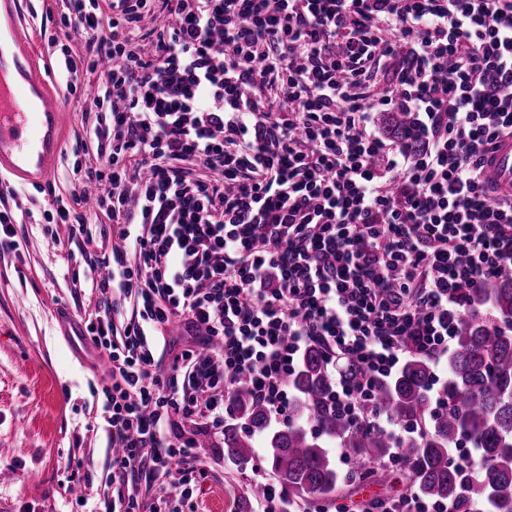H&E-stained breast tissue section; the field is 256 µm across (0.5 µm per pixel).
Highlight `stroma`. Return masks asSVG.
<instances>
[{
	"mask_svg": "<svg viewBox=\"0 0 512 512\" xmlns=\"http://www.w3.org/2000/svg\"><path fill=\"white\" fill-rule=\"evenodd\" d=\"M23 21L43 56L41 73L51 96L66 99L65 145L56 171L44 189L5 176L0 204L11 210L18 249L0 251V512H75L77 497L97 505L107 487L112 445L101 416V389L107 374L77 329L97 305L93 272L83 259L82 236L60 229L59 240L44 235V212L53 195L71 191L68 168L75 158L94 162V148L75 155L94 117L93 100L84 91L68 92L49 43L62 0H20ZM201 456L208 478L198 493L197 512L221 499L228 512L238 505L254 474L214 454L202 438ZM86 460L92 481L69 480L68 467ZM398 489L390 482L344 480L328 512H371L374 503L391 502Z\"/></svg>",
	"mask_w": 512,
	"mask_h": 512,
	"instance_id": "obj_1",
	"label": "stroma"
}]
</instances>
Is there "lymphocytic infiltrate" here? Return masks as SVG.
Masks as SVG:
<instances>
[{
    "label": "lymphocytic infiltrate",
    "mask_w": 512,
    "mask_h": 512,
    "mask_svg": "<svg viewBox=\"0 0 512 512\" xmlns=\"http://www.w3.org/2000/svg\"><path fill=\"white\" fill-rule=\"evenodd\" d=\"M60 24L84 36L59 66L69 91L94 82L97 164L73 162L47 233L85 226L92 185L124 243L82 320L110 365L101 512H196L199 436L223 441L243 381L286 422L314 346L363 369L329 411L421 434L376 409L377 387L425 359L444 411L457 325L512 270V199L484 175L512 135V0H65ZM399 111L417 145L377 128ZM117 289L136 305L121 330ZM176 320L189 340L166 364ZM158 473L170 491L143 502Z\"/></svg>",
    "instance_id": "f902f5d3"
}]
</instances>
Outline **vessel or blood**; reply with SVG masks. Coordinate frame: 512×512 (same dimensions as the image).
<instances>
[{"label": "vessel or blood", "mask_w": 512, "mask_h": 512, "mask_svg": "<svg viewBox=\"0 0 512 512\" xmlns=\"http://www.w3.org/2000/svg\"><path fill=\"white\" fill-rule=\"evenodd\" d=\"M0 9L10 36L9 53L0 52V171L34 180L52 171L62 153L63 105L50 102L31 63L19 0H0ZM485 167L498 194L512 193V136L499 139Z\"/></svg>", "instance_id": "b4317fda"}]
</instances>
